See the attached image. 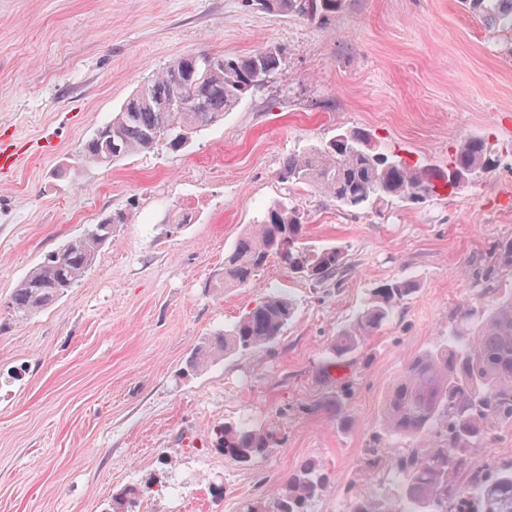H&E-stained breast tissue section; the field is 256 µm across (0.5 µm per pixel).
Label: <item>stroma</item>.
Returning <instances> with one entry per match:
<instances>
[{
  "label": "stroma",
  "mask_w": 512,
  "mask_h": 512,
  "mask_svg": "<svg viewBox=\"0 0 512 512\" xmlns=\"http://www.w3.org/2000/svg\"><path fill=\"white\" fill-rule=\"evenodd\" d=\"M269 46L281 74L181 150L107 168L83 159L95 129L174 59ZM354 127L441 168L487 134L500 161L477 185L382 214L280 179L288 155ZM1 138L25 162L0 171V512H107L113 493L149 478L140 512H267L310 463L328 477L310 512H346L376 491L394 501L388 481L359 467L383 401L408 362L447 337L476 266L512 239L511 39L459 0H347L327 25L245 0H0ZM285 198L309 246L342 250L341 280L316 288L274 260L250 286L216 289L225 252ZM115 211L133 220L84 277L11 320L6 302L26 273ZM400 276L416 292L334 366L336 332L371 288ZM276 289L296 312L265 351L186 373L206 337ZM340 388L343 426L321 409ZM244 422L277 433L263 461L212 447L215 426Z\"/></svg>",
  "instance_id": "35a3bbf8"
}]
</instances>
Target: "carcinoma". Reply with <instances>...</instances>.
<instances>
[{"label":"carcinoma","mask_w":512,"mask_h":512,"mask_svg":"<svg viewBox=\"0 0 512 512\" xmlns=\"http://www.w3.org/2000/svg\"><path fill=\"white\" fill-rule=\"evenodd\" d=\"M266 12L327 24L343 11L347 0H269ZM464 10L484 25L512 35V0H461ZM281 68V55L261 48L248 56L213 55L206 77L195 70L192 54L173 60L146 81L152 97L164 99L178 87L204 98L202 110L156 112L133 94L112 119L97 127L82 153L96 156L108 140L116 138L117 159L165 144L179 150L200 128L224 119L253 91L257 71L270 75ZM497 153L490 140L469 137L452 154L448 168L419 166L382 144L365 129L354 128L324 143L293 153L283 162L280 176L292 186L324 194L351 211L375 210L396 202L414 204L434 195L441 182L454 191L461 180L475 185L494 171ZM132 214L114 212L64 248L48 254L18 283L9 309L17 320L52 306L81 280L94 264L101 247L112 241L119 224H129ZM304 217L291 201L265 208L224 256L226 288H245L273 260L286 268H299L298 276L321 285L340 276L345 262L341 250H316L305 243ZM291 242L288 254L281 252ZM512 274V241L498 245L487 265L475 270V302L460 309L448 329V338L415 356L389 391L381 410L383 430L407 438L413 447L403 454L393 471L397 485L396 507L382 506L377 497L354 500L348 512H448V502L467 493L479 501L477 512H512V464L472 465L470 452L488 447L496 427L512 422V289L498 287ZM416 290L414 281L391 279L373 289L355 323L336 332V358L359 351L367 337L388 323L399 305ZM295 313L293 299L273 293L241 315L195 350L186 371H203L237 351L259 352L280 335ZM344 392L324 404L325 413L346 421ZM442 428L444 439L429 443ZM277 444L269 429L247 424H224L213 430L212 446L234 463L265 459ZM383 467L381 441L366 449L361 468L373 480ZM326 477L314 466L293 474L273 499L271 512H307ZM152 483L126 487L112 496L109 512H136Z\"/></svg>","instance_id":"cac0c4a2"}]
</instances>
